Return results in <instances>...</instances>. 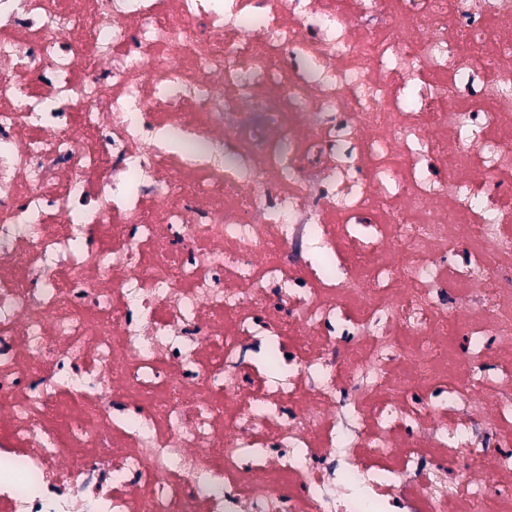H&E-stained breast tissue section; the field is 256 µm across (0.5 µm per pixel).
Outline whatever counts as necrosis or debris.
Returning <instances> with one entry per match:
<instances>
[{"label": "necrosis or debris", "instance_id": "necrosis-or-debris-1", "mask_svg": "<svg viewBox=\"0 0 512 512\" xmlns=\"http://www.w3.org/2000/svg\"><path fill=\"white\" fill-rule=\"evenodd\" d=\"M512 0H0V512H512Z\"/></svg>", "mask_w": 512, "mask_h": 512}]
</instances>
